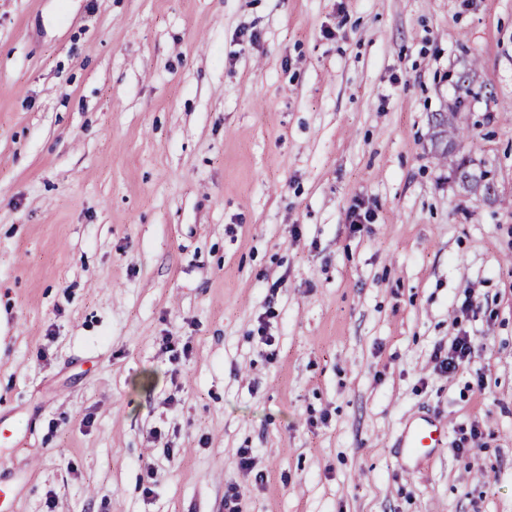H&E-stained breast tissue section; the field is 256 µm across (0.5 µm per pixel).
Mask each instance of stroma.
<instances>
[{"instance_id": "stroma-1", "label": "stroma", "mask_w": 512, "mask_h": 512, "mask_svg": "<svg viewBox=\"0 0 512 512\" xmlns=\"http://www.w3.org/2000/svg\"><path fill=\"white\" fill-rule=\"evenodd\" d=\"M0 421L13 512H512V0H0ZM464 108V98L459 95L454 103L450 113L451 118L439 113V118L436 119V124L443 127L442 132L448 136L446 143V151L444 159L450 161V168L455 179L460 183L464 190L469 192H477L478 190L484 197H490L494 193V181L491 172L486 169H473L471 160L465 157L454 158L456 156V147L460 146L464 139L468 136V127L461 125L459 122H454L455 117ZM470 352L471 339L466 335L456 337L449 349L436 346L433 352L435 369L442 373L455 372L465 363ZM446 435L445 424L431 417H420L413 420L399 439V449L405 460L417 466L425 460L433 448L442 445Z\"/></svg>"}]
</instances>
